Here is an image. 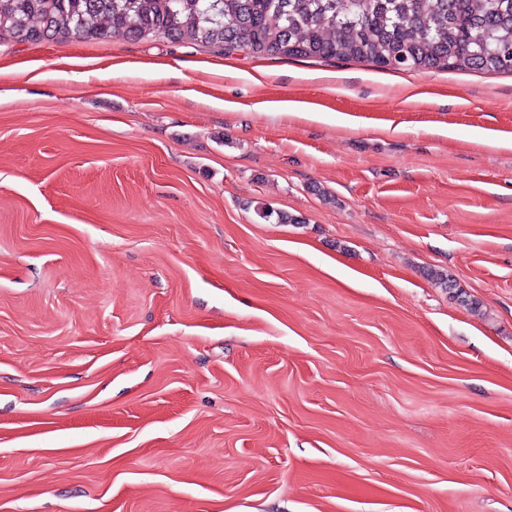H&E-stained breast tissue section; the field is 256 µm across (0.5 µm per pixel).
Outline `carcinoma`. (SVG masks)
I'll use <instances>...</instances> for the list:
<instances>
[{"label": "carcinoma", "mask_w": 512, "mask_h": 512, "mask_svg": "<svg viewBox=\"0 0 512 512\" xmlns=\"http://www.w3.org/2000/svg\"><path fill=\"white\" fill-rule=\"evenodd\" d=\"M164 36L255 56L512 73V0H0V37Z\"/></svg>", "instance_id": "cac0c4a2"}]
</instances>
